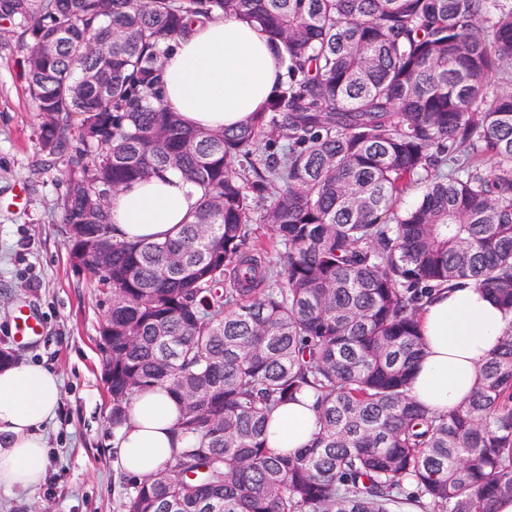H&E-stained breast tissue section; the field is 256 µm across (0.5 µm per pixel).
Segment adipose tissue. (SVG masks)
I'll return each mask as SVG.
<instances>
[{"instance_id":"ef3b65f1","label":"adipose tissue","mask_w":512,"mask_h":512,"mask_svg":"<svg viewBox=\"0 0 512 512\" xmlns=\"http://www.w3.org/2000/svg\"><path fill=\"white\" fill-rule=\"evenodd\" d=\"M277 47L249 22L214 17L178 38L163 59L164 103L190 127L231 128L260 111L283 79ZM201 190L181 173L167 171L133 183L112 198L115 239H163L185 221ZM512 319L479 288L442 290L422 318L424 358L412 385L414 399L434 413L456 409L475 392L480 368ZM61 379L40 363L19 361L0 368V490L36 491L48 463L45 428L59 408ZM180 411L157 389L135 395L122 430L118 465L137 479L172 461L188 440L177 437ZM317 430L311 392L272 414L267 442L292 453Z\"/></svg>"}]
</instances>
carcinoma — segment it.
<instances>
[{
    "mask_svg": "<svg viewBox=\"0 0 512 512\" xmlns=\"http://www.w3.org/2000/svg\"><path fill=\"white\" fill-rule=\"evenodd\" d=\"M215 15L267 33L287 79L239 126L189 128L162 104L163 58ZM0 25L42 165L66 166L70 255L110 298L113 449L133 395L157 388L195 442L123 476L122 512L512 499V325L456 410L410 394L434 291L470 283L512 315V0H0ZM168 169L203 189L198 207L162 241L113 240L99 267L112 197ZM305 390L319 430L278 453L270 414Z\"/></svg>",
    "mask_w": 512,
    "mask_h": 512,
    "instance_id": "obj_1",
    "label": "carcinoma"
}]
</instances>
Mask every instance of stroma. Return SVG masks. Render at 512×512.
<instances>
[{"instance_id":"stroma-1","label":"stroma","mask_w":512,"mask_h":512,"mask_svg":"<svg viewBox=\"0 0 512 512\" xmlns=\"http://www.w3.org/2000/svg\"><path fill=\"white\" fill-rule=\"evenodd\" d=\"M23 56L0 30V346L17 360L40 362L63 381L56 418L47 429L46 477L32 493H0V512H119L121 483L112 446L111 406L99 336L108 300L94 276L69 259V239L56 207L65 168H43L41 117L21 78ZM27 191L14 209L18 188ZM42 323L26 342L13 335L19 309Z\"/></svg>"}]
</instances>
